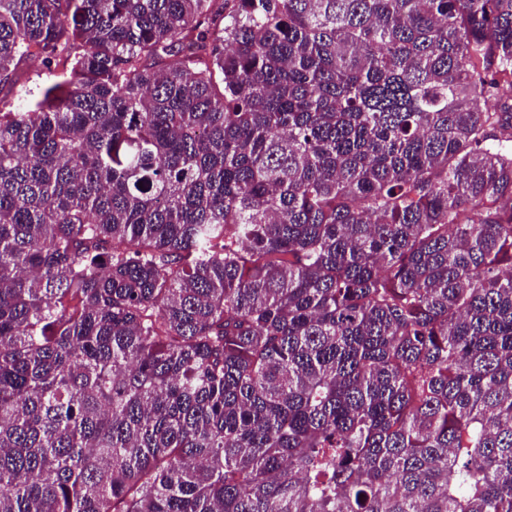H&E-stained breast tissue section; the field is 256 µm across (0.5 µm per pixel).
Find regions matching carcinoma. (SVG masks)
Wrapping results in <instances>:
<instances>
[{"label": "carcinoma", "instance_id": "1", "mask_svg": "<svg viewBox=\"0 0 512 512\" xmlns=\"http://www.w3.org/2000/svg\"><path fill=\"white\" fill-rule=\"evenodd\" d=\"M30 60L0 512H512V0H0Z\"/></svg>", "mask_w": 512, "mask_h": 512}]
</instances>
